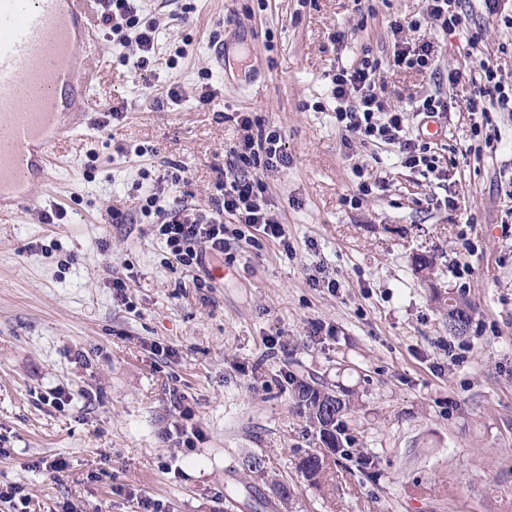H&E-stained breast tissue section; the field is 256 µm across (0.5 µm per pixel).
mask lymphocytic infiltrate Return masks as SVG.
<instances>
[{
	"mask_svg": "<svg viewBox=\"0 0 512 512\" xmlns=\"http://www.w3.org/2000/svg\"><path fill=\"white\" fill-rule=\"evenodd\" d=\"M100 26L113 44L132 45L133 70L149 64L157 42L156 21L139 17L137 0H101ZM389 29L394 38L392 63L395 67L419 72L431 68L435 51L431 43L413 42L404 35L405 25L392 20ZM381 59L363 49L356 63L338 68L331 79V95L336 102V123L342 131L363 141L396 146L404 167L436 171L437 157L429 142L406 131L408 113L435 122L446 116L451 101L442 93L420 97L413 111L392 103L377 90L376 73ZM474 82V93L467 110L475 132L483 133L485 146H492L489 133L491 115L512 112V83L506 82L496 59L481 58ZM244 132L240 141L224 154V177L215 185L211 215L205 216L188 206L168 210L156 195H148L141 211L153 217V231L168 247L177 264L200 268L206 259L224 256L228 237L245 238L248 230L261 233L280 246H287L286 230L275 216L268 196L266 174L286 169L291 158L279 128L262 126L250 113L238 115ZM233 224H225V216Z\"/></svg>",
	"mask_w": 512,
	"mask_h": 512,
	"instance_id": "lymphocytic-infiltrate-1",
	"label": "lymphocytic infiltrate"
}]
</instances>
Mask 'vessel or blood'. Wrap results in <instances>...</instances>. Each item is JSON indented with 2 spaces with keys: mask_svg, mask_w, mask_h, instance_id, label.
Returning <instances> with one entry per match:
<instances>
[{
  "mask_svg": "<svg viewBox=\"0 0 512 512\" xmlns=\"http://www.w3.org/2000/svg\"><path fill=\"white\" fill-rule=\"evenodd\" d=\"M95 0H0V209H34L57 151L88 125Z\"/></svg>",
  "mask_w": 512,
  "mask_h": 512,
  "instance_id": "obj_1",
  "label": "vessel or blood"
}]
</instances>
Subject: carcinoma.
<instances>
[{"instance_id": "1", "label": "carcinoma", "mask_w": 512, "mask_h": 512, "mask_svg": "<svg viewBox=\"0 0 512 512\" xmlns=\"http://www.w3.org/2000/svg\"><path fill=\"white\" fill-rule=\"evenodd\" d=\"M448 309V330L455 335L468 332L474 313L471 303L461 294L448 293L443 300ZM288 384L298 412L303 415L324 447L322 452H309L299 461L306 480L317 485L329 476L331 461L350 457V441L344 435V419L355 411V397L350 390L334 391L324 384L308 382L289 374Z\"/></svg>"}]
</instances>
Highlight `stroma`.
Wrapping results in <instances>:
<instances>
[{
	"mask_svg": "<svg viewBox=\"0 0 512 512\" xmlns=\"http://www.w3.org/2000/svg\"><path fill=\"white\" fill-rule=\"evenodd\" d=\"M366 5L363 18L352 0H140L159 36L135 75L101 42L92 129L65 143L43 210L0 212V483L27 485L35 512H141L142 498L164 512H512V114L492 113L498 138L481 150L473 87L448 84L482 55L512 76V0L494 15L467 0L451 32L423 22V0ZM394 19L419 21L433 70L389 66ZM366 46L403 108L453 97L431 141L436 172L405 168L391 145L344 143L331 77ZM173 83L181 104L155 109ZM207 83L217 96L202 106ZM241 112L285 135L291 163L266 183L292 249L231 242L201 288L139 206L181 168L161 205L210 211ZM363 172L384 187L357 196ZM57 205L65 217L44 223ZM324 270L337 292L312 287ZM124 276L125 304L112 296ZM452 289L474 306L463 336L437 301ZM316 320L332 335H312ZM275 336L283 346L268 348ZM293 372L357 392L348 432L376 476L347 459L320 485L304 478L298 462L318 441L290 400ZM58 388L72 397L62 410L48 400ZM177 397L205 434L191 449L167 435ZM59 457L65 471L41 468Z\"/></svg>",
	"mask_w": 512,
	"mask_h": 512,
	"instance_id": "stroma-1",
	"label": "stroma"
}]
</instances>
